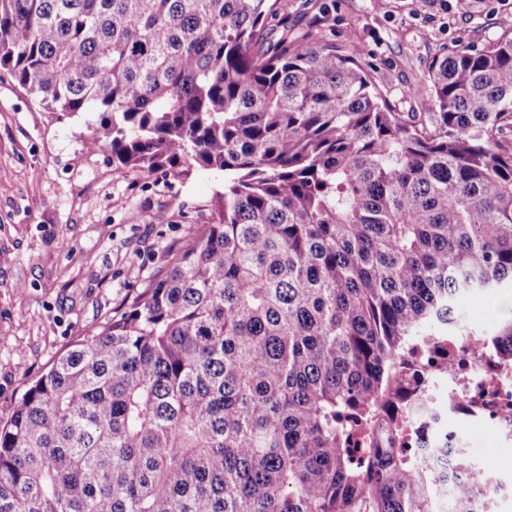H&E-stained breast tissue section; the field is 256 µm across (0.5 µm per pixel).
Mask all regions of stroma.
<instances>
[{"instance_id":"stroma-1","label":"stroma","mask_w":512,"mask_h":512,"mask_svg":"<svg viewBox=\"0 0 512 512\" xmlns=\"http://www.w3.org/2000/svg\"><path fill=\"white\" fill-rule=\"evenodd\" d=\"M266 28L352 45L396 111L427 112L432 60L512 34V0H278ZM91 121L0 81V418L61 351L124 311L224 190L223 173L187 163L115 174L110 153L82 146ZM500 318L489 297L462 303L457 324L490 335ZM465 439L512 476V441L480 425Z\"/></svg>"}]
</instances>
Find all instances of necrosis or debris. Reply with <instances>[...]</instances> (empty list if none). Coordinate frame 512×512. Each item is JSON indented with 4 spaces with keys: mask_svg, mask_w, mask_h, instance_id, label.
<instances>
[{
    "mask_svg": "<svg viewBox=\"0 0 512 512\" xmlns=\"http://www.w3.org/2000/svg\"><path fill=\"white\" fill-rule=\"evenodd\" d=\"M422 383L403 386L406 400L421 399L415 433L430 448L448 447L467 457L463 430L479 424L512 440V367L496 366L491 355L473 352L458 336H449L428 355Z\"/></svg>",
    "mask_w": 512,
    "mask_h": 512,
    "instance_id": "4bbe7bcc",
    "label": "necrosis or debris"
}]
</instances>
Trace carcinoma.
<instances>
[{
	"label": "carcinoma",
	"instance_id": "cac0c4a2",
	"mask_svg": "<svg viewBox=\"0 0 512 512\" xmlns=\"http://www.w3.org/2000/svg\"><path fill=\"white\" fill-rule=\"evenodd\" d=\"M277 0H0V75L97 114L112 170L224 172L208 224L0 423V512H479L392 447L405 354L512 288V36L429 65L407 117ZM512 366V317L473 349Z\"/></svg>",
	"mask_w": 512,
	"mask_h": 512
}]
</instances>
